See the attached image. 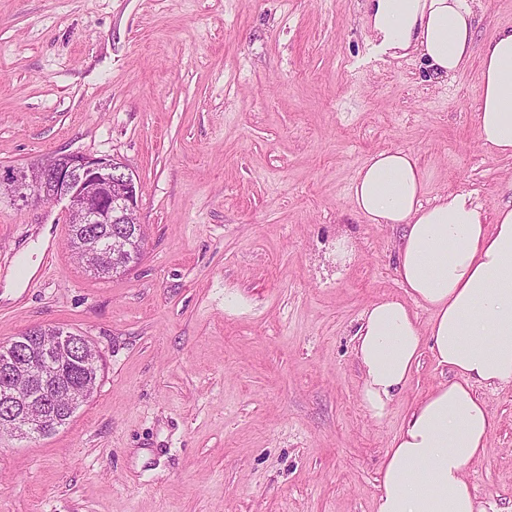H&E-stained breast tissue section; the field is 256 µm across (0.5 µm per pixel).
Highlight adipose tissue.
I'll list each match as a JSON object with an SVG mask.
<instances>
[{"instance_id": "1", "label": "adipose tissue", "mask_w": 512, "mask_h": 512, "mask_svg": "<svg viewBox=\"0 0 512 512\" xmlns=\"http://www.w3.org/2000/svg\"><path fill=\"white\" fill-rule=\"evenodd\" d=\"M481 0H367V31L392 57L418 56L445 78L481 57L476 114L483 146L512 158V28L474 46ZM358 215L402 228L396 274L409 301L383 298L355 333L361 398L386 415L422 347L453 373L416 402L384 452L375 512H500L479 499L466 468L483 454L494 420L476 386L512 384V199L485 223L467 192L426 199L425 174L409 152L369 158L353 184ZM430 313L420 325L416 307Z\"/></svg>"}]
</instances>
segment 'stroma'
I'll return each mask as SVG.
<instances>
[{
    "label": "stroma",
    "instance_id": "1",
    "mask_svg": "<svg viewBox=\"0 0 512 512\" xmlns=\"http://www.w3.org/2000/svg\"><path fill=\"white\" fill-rule=\"evenodd\" d=\"M365 12L0 0V168L121 160L147 230L141 262L103 280L68 249L64 204L0 194V341L58 326L103 363L67 427L0 437V512H374L387 442L451 375L423 350L384 418L364 408L359 318L407 293L402 228L358 216L353 180L374 153L408 151L428 197L472 193L489 222L512 159L477 137L478 58L429 78L376 52ZM480 395L495 427L467 476L512 512V386Z\"/></svg>",
    "mask_w": 512,
    "mask_h": 512
}]
</instances>
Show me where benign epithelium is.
<instances>
[{
    "instance_id": "1",
    "label": "benign epithelium",
    "mask_w": 512,
    "mask_h": 512,
    "mask_svg": "<svg viewBox=\"0 0 512 512\" xmlns=\"http://www.w3.org/2000/svg\"><path fill=\"white\" fill-rule=\"evenodd\" d=\"M0 186L24 202H67L68 216L88 225V235L107 251L111 264H124L130 245L126 225L138 223L139 185L129 167L115 158L65 154L22 168L0 170ZM112 224L103 235L97 225ZM5 404L15 436L27 438L54 425L51 403L56 381L19 351L0 364Z\"/></svg>"
}]
</instances>
